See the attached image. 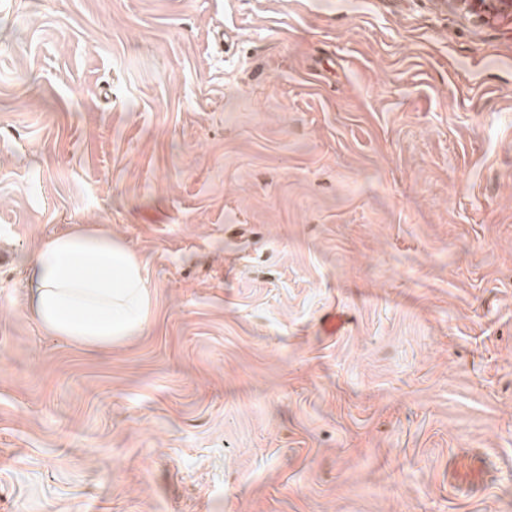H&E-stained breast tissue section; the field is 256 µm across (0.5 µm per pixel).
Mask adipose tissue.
<instances>
[{
	"label": "adipose tissue",
	"instance_id": "obj_1",
	"mask_svg": "<svg viewBox=\"0 0 512 512\" xmlns=\"http://www.w3.org/2000/svg\"><path fill=\"white\" fill-rule=\"evenodd\" d=\"M142 261L92 226L56 236L29 263V310L44 329L85 347L139 334L150 295Z\"/></svg>",
	"mask_w": 512,
	"mask_h": 512
}]
</instances>
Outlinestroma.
Segmentation results:
<instances>
[{
  "label": "stroma",
  "mask_w": 512,
  "mask_h": 512,
  "mask_svg": "<svg viewBox=\"0 0 512 512\" xmlns=\"http://www.w3.org/2000/svg\"><path fill=\"white\" fill-rule=\"evenodd\" d=\"M78 224L105 349L27 309ZM4 246L0 512H512L511 13L0 0ZM142 261L112 233L80 225L36 250L29 310L44 329L85 347L139 334L150 295Z\"/></svg>",
  "instance_id": "35a3bbf8"
}]
</instances>
